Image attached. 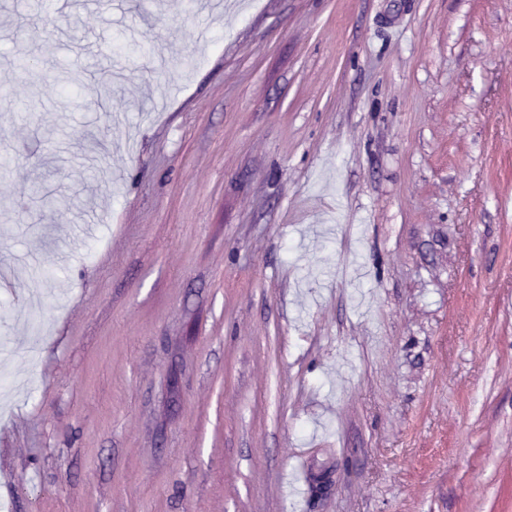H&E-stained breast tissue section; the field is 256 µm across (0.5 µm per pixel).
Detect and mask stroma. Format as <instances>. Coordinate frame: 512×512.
Wrapping results in <instances>:
<instances>
[{
	"label": "stroma",
	"instance_id": "35a3bbf8",
	"mask_svg": "<svg viewBox=\"0 0 512 512\" xmlns=\"http://www.w3.org/2000/svg\"><path fill=\"white\" fill-rule=\"evenodd\" d=\"M0 266L9 512H512V0H0Z\"/></svg>",
	"mask_w": 512,
	"mask_h": 512
}]
</instances>
